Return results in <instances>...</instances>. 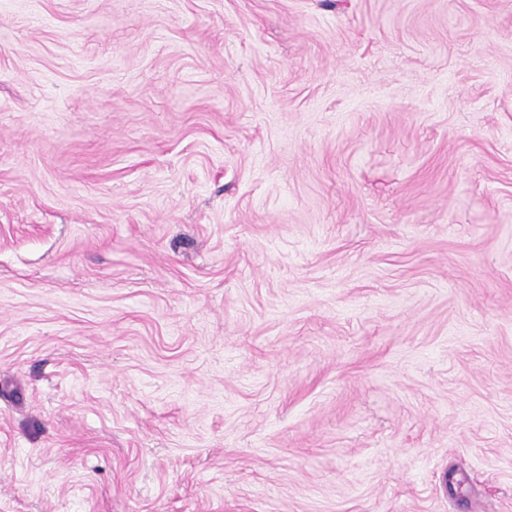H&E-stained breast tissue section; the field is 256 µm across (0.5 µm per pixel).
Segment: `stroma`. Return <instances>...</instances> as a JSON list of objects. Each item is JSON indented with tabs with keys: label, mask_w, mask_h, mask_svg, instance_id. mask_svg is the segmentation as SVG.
<instances>
[{
	"label": "stroma",
	"mask_w": 512,
	"mask_h": 512,
	"mask_svg": "<svg viewBox=\"0 0 512 512\" xmlns=\"http://www.w3.org/2000/svg\"><path fill=\"white\" fill-rule=\"evenodd\" d=\"M0 512H512V0H0Z\"/></svg>",
	"instance_id": "1"
}]
</instances>
